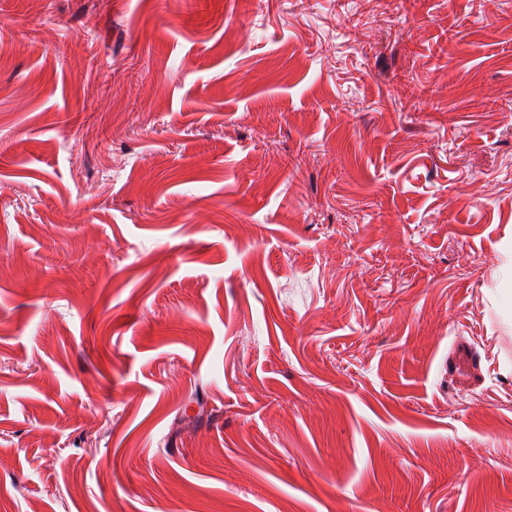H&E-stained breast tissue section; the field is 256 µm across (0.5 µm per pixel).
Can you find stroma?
I'll return each mask as SVG.
<instances>
[{
    "label": "stroma",
    "mask_w": 512,
    "mask_h": 512,
    "mask_svg": "<svg viewBox=\"0 0 512 512\" xmlns=\"http://www.w3.org/2000/svg\"><path fill=\"white\" fill-rule=\"evenodd\" d=\"M87 2L0 0V512H512V0Z\"/></svg>",
    "instance_id": "stroma-1"
}]
</instances>
